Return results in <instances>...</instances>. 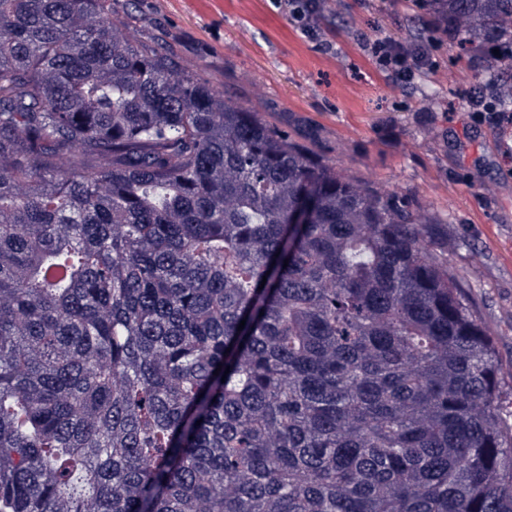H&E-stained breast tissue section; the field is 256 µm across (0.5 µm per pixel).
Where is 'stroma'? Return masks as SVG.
I'll use <instances>...</instances> for the list:
<instances>
[{
	"label": "stroma",
	"mask_w": 512,
	"mask_h": 512,
	"mask_svg": "<svg viewBox=\"0 0 512 512\" xmlns=\"http://www.w3.org/2000/svg\"><path fill=\"white\" fill-rule=\"evenodd\" d=\"M136 39L162 40L179 68L270 121L355 181L394 195L434 237L512 387V153L476 124L462 90L476 70L440 44L413 91L392 82L361 32L419 33L412 0H327L317 38L287 0H138Z\"/></svg>",
	"instance_id": "obj_1"
}]
</instances>
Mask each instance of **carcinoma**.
<instances>
[{"instance_id": "carcinoma-1", "label": "carcinoma", "mask_w": 512, "mask_h": 512, "mask_svg": "<svg viewBox=\"0 0 512 512\" xmlns=\"http://www.w3.org/2000/svg\"><path fill=\"white\" fill-rule=\"evenodd\" d=\"M429 2L512 73L480 42L512 0ZM136 20L0 0V512H512L508 393L429 227Z\"/></svg>"}]
</instances>
